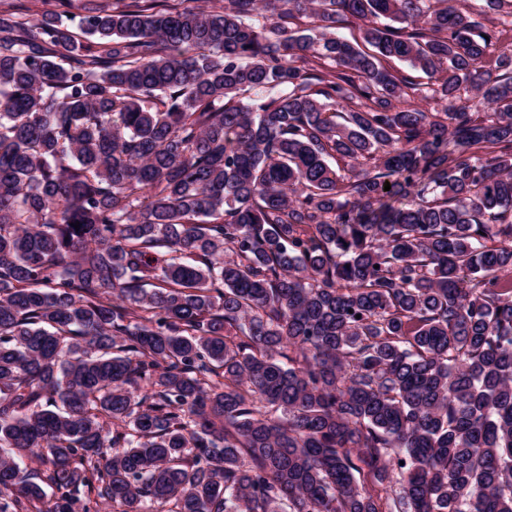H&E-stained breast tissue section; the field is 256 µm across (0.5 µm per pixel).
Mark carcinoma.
I'll return each instance as SVG.
<instances>
[{
	"label": "carcinoma",
	"instance_id": "obj_1",
	"mask_svg": "<svg viewBox=\"0 0 512 512\" xmlns=\"http://www.w3.org/2000/svg\"><path fill=\"white\" fill-rule=\"evenodd\" d=\"M189 2L0 10V512H512V0Z\"/></svg>",
	"mask_w": 512,
	"mask_h": 512
}]
</instances>
